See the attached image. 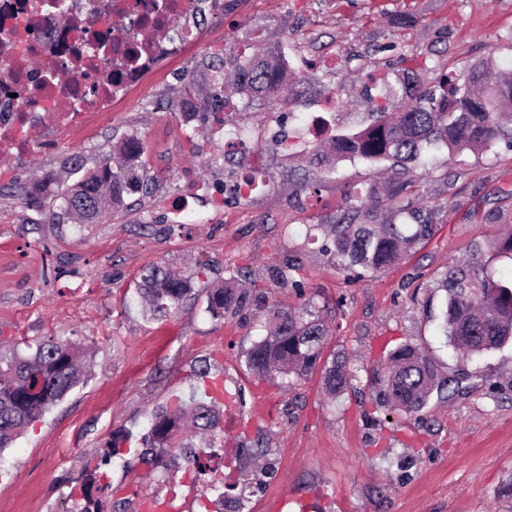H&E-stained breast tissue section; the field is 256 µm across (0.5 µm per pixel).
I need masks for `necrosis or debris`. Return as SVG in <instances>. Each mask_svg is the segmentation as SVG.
Listing matches in <instances>:
<instances>
[{"label":"necrosis or debris","mask_w":512,"mask_h":512,"mask_svg":"<svg viewBox=\"0 0 512 512\" xmlns=\"http://www.w3.org/2000/svg\"><path fill=\"white\" fill-rule=\"evenodd\" d=\"M113 12L128 30H111ZM223 13L224 0H0V153L31 156L27 127L75 131L109 114ZM144 28L170 36L145 42L136 37Z\"/></svg>","instance_id":"obj_1"}]
</instances>
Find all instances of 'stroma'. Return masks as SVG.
<instances>
[{"instance_id":"35a3bbf8","label":"stroma","mask_w":512,"mask_h":512,"mask_svg":"<svg viewBox=\"0 0 512 512\" xmlns=\"http://www.w3.org/2000/svg\"><path fill=\"white\" fill-rule=\"evenodd\" d=\"M226 69L270 50L285 53L298 80L267 100L229 93L225 124L242 128L250 153L224 161L215 126L184 123L180 101L208 84L211 54ZM420 65L414 95L442 76L467 77L474 65L512 71V0H224V15L197 44L174 56L108 118L84 133L62 134L44 148L43 127L26 130L36 151L0 155V344L52 336L90 351L89 378L0 452V512H77L69 499L86 464L100 467L103 512H138L128 490L162 494L184 485L187 459L175 448L159 464L137 443L154 410L188 395L201 367L241 391L237 433L224 445L237 477L251 488L249 512H512L503 491L512 480V344L472 360L456 356L440 331L445 293L437 279L474 259L498 272L512 260L489 240L512 226V148L463 153L462 176L449 174L447 151L433 153L411 177L414 205L435 209L434 235L384 273L349 281L321 241L308 233L329 224L350 197L388 178L386 162L347 159L335 171L308 167L316 146L300 119L331 91L341 104L329 136L355 133L388 102L405 60ZM286 128V149L268 150V134ZM135 135L149 194L137 204L82 228L60 214L64 187L48 173L93 168L119 138ZM266 157L267 186L244 203L195 205L177 224L168 199L187 178L228 179L251 154ZM40 188L25 204L21 188ZM204 263L182 309L145 316L137 284L146 268ZM288 268L287 281L273 277ZM246 278L251 301L215 319L210 288ZM313 301L330 332L321 362L301 379L262 381L245 357L277 308ZM419 345L442 379L459 377L460 394L432 396L419 413L389 416L376 407L375 381L388 354ZM344 357L357 379L336 403L323 395L324 365ZM132 434L118 458L102 463L105 443ZM181 512H205L202 490L186 489Z\"/></svg>"}]
</instances>
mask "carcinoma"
Instances as JSON below:
<instances>
[{"instance_id":"1","label":"carcinoma","mask_w":512,"mask_h":512,"mask_svg":"<svg viewBox=\"0 0 512 512\" xmlns=\"http://www.w3.org/2000/svg\"><path fill=\"white\" fill-rule=\"evenodd\" d=\"M288 78L281 60L269 53L228 75L220 73L204 96L207 114L224 111L227 98L224 84L231 83L251 96L279 89ZM512 99V75L492 72L490 67L474 70L461 81L443 80L440 92L424 98H408L394 113L380 112L377 121L349 136L331 141L328 150L316 148L308 157L310 165H328L347 158L368 162L389 161L394 175L385 187L389 213L380 215L365 209L364 199L376 194L373 186L362 189L353 203L336 220L325 225L332 245L330 252L339 268L357 278L382 273L395 266L405 252L431 236L435 211L422 210L406 200L413 181L412 167L423 161L428 148L445 149L452 158L465 150L490 151L500 141L512 144V111L500 106ZM142 148L134 136L122 138V160L111 165L105 155L101 166L87 171L61 196L60 208L79 223H98L102 194L109 193L112 208L121 210L125 199L146 193L148 185L133 162V152ZM491 248L501 257L512 259V230L498 232ZM207 274L198 265L177 272L168 265H156L141 277L137 293L152 316L176 313L193 282ZM445 292L443 331L461 358L470 359L499 349L512 341V270L498 274L482 265L461 262L448 268L440 279ZM250 300L247 289L233 282L213 289L207 311L221 318L229 311L243 309ZM270 335L256 342L246 354L249 369L259 376L282 374L302 377L320 360L327 329L314 303L279 308ZM86 351L67 341L51 337L35 342V349L22 354L0 351V450L10 447L17 437L72 388L85 380ZM41 378L43 390L32 399L21 398L30 381ZM201 386L191 390L188 399L178 398L170 409L153 412L148 431L139 442L143 454L161 458L175 447L173 440L185 424L202 432L215 429L224 405V380L209 370H199ZM355 371L344 361H332L325 369L326 390L337 395L354 380ZM436 368L430 357L407 345L394 351L379 378L378 407L391 414H410L423 409L433 392L444 385L435 382ZM100 490L99 475L89 472L71 495L84 501L78 512H98L94 493Z\"/></svg>"}]
</instances>
